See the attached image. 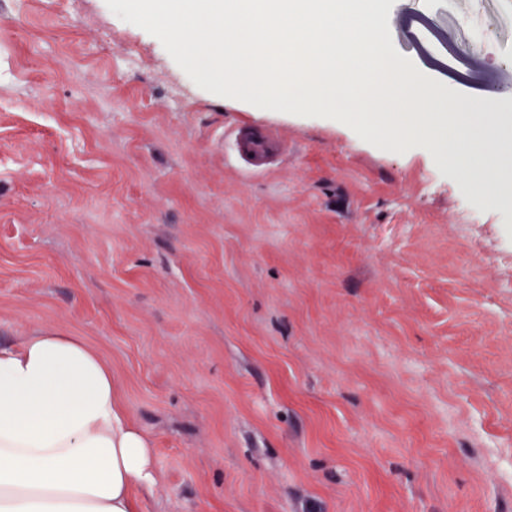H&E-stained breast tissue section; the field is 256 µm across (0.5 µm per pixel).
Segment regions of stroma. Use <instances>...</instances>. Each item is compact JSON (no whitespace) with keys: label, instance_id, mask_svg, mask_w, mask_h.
I'll list each match as a JSON object with an SVG mask.
<instances>
[{"label":"stroma","instance_id":"stroma-1","mask_svg":"<svg viewBox=\"0 0 512 512\" xmlns=\"http://www.w3.org/2000/svg\"><path fill=\"white\" fill-rule=\"evenodd\" d=\"M390 34L512 87V0H400ZM502 190L203 90L106 0H0V344L111 367L155 449L136 512H512ZM235 138L242 144L245 160L252 168L258 169L265 165L268 148L275 139L271 134L251 135L237 131Z\"/></svg>","mask_w":512,"mask_h":512}]
</instances>
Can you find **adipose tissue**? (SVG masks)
<instances>
[{
	"mask_svg": "<svg viewBox=\"0 0 512 512\" xmlns=\"http://www.w3.org/2000/svg\"><path fill=\"white\" fill-rule=\"evenodd\" d=\"M158 479L149 437L79 336L41 328L0 346V512H135Z\"/></svg>",
	"mask_w": 512,
	"mask_h": 512,
	"instance_id": "obj_1",
	"label": "adipose tissue"
}]
</instances>
